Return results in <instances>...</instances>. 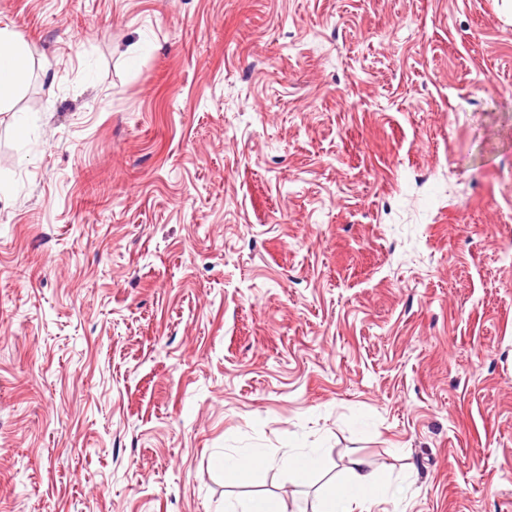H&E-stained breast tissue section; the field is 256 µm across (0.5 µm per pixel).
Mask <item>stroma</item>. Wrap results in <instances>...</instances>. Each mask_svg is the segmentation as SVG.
<instances>
[{"label":"stroma","mask_w":512,"mask_h":512,"mask_svg":"<svg viewBox=\"0 0 512 512\" xmlns=\"http://www.w3.org/2000/svg\"><path fill=\"white\" fill-rule=\"evenodd\" d=\"M0 512H512V0H0ZM318 449L303 478L218 456ZM32 63L28 44L15 32L0 29V112L11 109ZM277 460L266 454L263 448H248L237 455L224 454L220 467L224 473L246 477ZM387 497L378 473L363 460L351 462L346 482L336 489L323 512H372Z\"/></svg>","instance_id":"1"}]
</instances>
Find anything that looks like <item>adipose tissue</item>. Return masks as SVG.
I'll return each mask as SVG.
<instances>
[{"label":"adipose tissue","mask_w":512,"mask_h":512,"mask_svg":"<svg viewBox=\"0 0 512 512\" xmlns=\"http://www.w3.org/2000/svg\"><path fill=\"white\" fill-rule=\"evenodd\" d=\"M32 63L28 44L15 32L0 29V112L10 110L22 89ZM319 461L317 449L272 459L264 449L248 448L227 455L220 462L225 473L245 477L257 470L278 464L296 476H305ZM387 496L378 473L363 460L352 461L345 483L328 500L325 512H372Z\"/></svg>","instance_id":"1"}]
</instances>
